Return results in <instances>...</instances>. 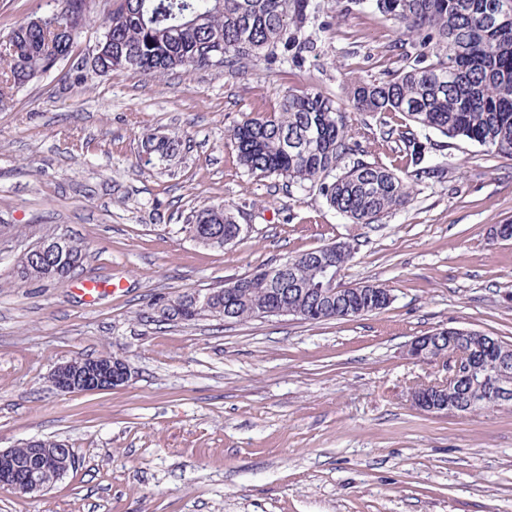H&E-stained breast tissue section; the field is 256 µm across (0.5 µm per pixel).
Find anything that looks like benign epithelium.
<instances>
[{"label": "benign epithelium", "instance_id": "1", "mask_svg": "<svg viewBox=\"0 0 512 512\" xmlns=\"http://www.w3.org/2000/svg\"><path fill=\"white\" fill-rule=\"evenodd\" d=\"M71 237L60 235L53 239L41 238L25 249L31 259L70 249ZM406 354L415 362H441L448 366V378L412 389L409 398L413 406L426 413L455 412L469 414L482 407L485 399L478 394L464 405L448 406V398L455 396L476 370L494 367L498 371L492 380L495 401L504 404L512 400V373L508 357L492 347H466L465 337L450 336L446 349L433 355L431 336L415 337ZM132 376L130 365L112 356L84 358L56 367L51 373L53 385L62 392L79 393L110 390L127 384ZM73 464V450L61 443L57 448H40L37 441L25 443V459L17 449L0 448V486H7L20 495L36 496L49 490L68 472Z\"/></svg>", "mask_w": 512, "mask_h": 512}]
</instances>
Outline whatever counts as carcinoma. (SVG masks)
Wrapping results in <instances>:
<instances>
[{"label": "carcinoma", "mask_w": 512, "mask_h": 512, "mask_svg": "<svg viewBox=\"0 0 512 512\" xmlns=\"http://www.w3.org/2000/svg\"><path fill=\"white\" fill-rule=\"evenodd\" d=\"M348 7L374 8L396 23L415 50L414 63L384 79L349 82L355 110L400 114L424 131L465 139L512 157V27L490 18L500 0H347ZM93 0H54L40 22L18 23L0 42V97L3 88L21 87L72 57L77 39L55 33L71 21L84 26ZM318 0H111L99 37L109 35L110 52L100 66L107 75L164 74L177 69L232 68L245 60L278 55L285 49L299 57L311 49L300 25L319 11ZM400 143L401 166L389 169L355 161L336 173L358 141L348 129L341 103L309 90L290 91L270 116L236 126L232 139L239 164L249 173L282 176L315 189L353 224H375L408 203L410 181L444 175L445 168L425 165L430 141L390 128ZM175 137L147 138L146 161L164 164L180 152ZM192 239L211 248L237 238L239 225L230 207L212 205L183 225ZM321 248L288 259L291 271L278 278L269 267L237 279L238 288L216 287L200 295L187 293L160 302L168 320L200 316L242 321L270 307L309 312L326 287L316 270ZM85 248L48 260L19 257L23 281H62L79 266ZM353 301L375 311L380 284L358 288ZM316 321L355 316L349 300L323 303Z\"/></svg>", "instance_id": "1"}]
</instances>
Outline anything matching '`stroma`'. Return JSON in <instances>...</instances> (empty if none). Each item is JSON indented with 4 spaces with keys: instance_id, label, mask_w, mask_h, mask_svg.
I'll return each mask as SVG.
<instances>
[{
    "instance_id": "stroma-1",
    "label": "stroma",
    "mask_w": 512,
    "mask_h": 512,
    "mask_svg": "<svg viewBox=\"0 0 512 512\" xmlns=\"http://www.w3.org/2000/svg\"><path fill=\"white\" fill-rule=\"evenodd\" d=\"M303 60L156 78L89 75L70 62L0 107V448L31 439L75 465L37 498L0 487V512H512V406L427 414L411 387L439 381L408 360L416 336L469 328L512 344V159L430 133L409 203L356 225L317 192L239 164L233 128L291 90L331 98L345 80L406 64L405 38L373 10L319 0ZM357 159L394 165L383 118L348 110ZM181 153L146 163L147 136ZM354 159V160H357ZM354 160L345 159V166ZM232 206L242 231L221 249L181 231L193 212ZM86 249L63 281H21L15 259L43 226ZM358 236L341 283L388 288L385 309L350 320L164 321L158 298L214 288ZM119 291L88 303L75 280ZM103 354L132 368L110 391L64 393L55 366Z\"/></svg>"
}]
</instances>
